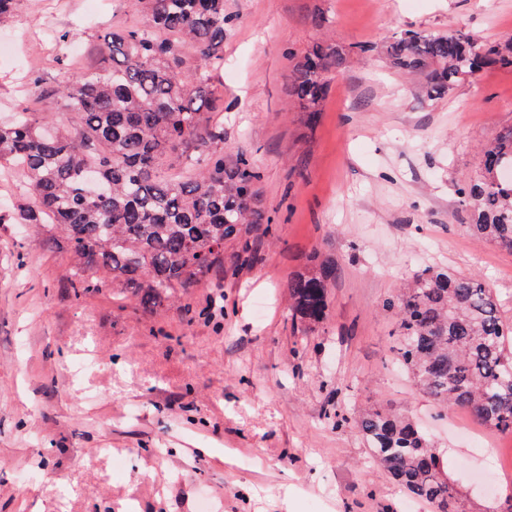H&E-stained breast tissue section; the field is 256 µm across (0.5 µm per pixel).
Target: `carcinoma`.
<instances>
[{"label": "carcinoma", "mask_w": 512, "mask_h": 512, "mask_svg": "<svg viewBox=\"0 0 512 512\" xmlns=\"http://www.w3.org/2000/svg\"><path fill=\"white\" fill-rule=\"evenodd\" d=\"M138 18L112 29L103 64L63 81L56 102L71 116L51 133L27 107L0 125V162L27 177L31 204L14 215L62 233L79 265L74 296L99 289L92 267L112 271L139 305L155 310L216 267L235 271L257 259L253 241L269 234L244 153L224 162V0H135ZM382 55L395 71L423 78L424 96H448L468 74L512 68V39L488 45L462 31H406ZM346 55L324 39L294 71L293 94L316 119ZM512 128L483 154L476 180L458 189L471 231L512 251ZM336 270L321 262L288 281L291 319L306 333L323 322ZM398 319L397 360L417 387L448 410L512 435V325L484 280L444 269L415 272L386 302ZM373 458L430 512H459L457 493L432 436L412 418L368 407L353 418Z\"/></svg>", "instance_id": "carcinoma-1"}]
</instances>
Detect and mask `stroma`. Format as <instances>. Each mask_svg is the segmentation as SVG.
<instances>
[{"label":"stroma","mask_w":512,"mask_h":512,"mask_svg":"<svg viewBox=\"0 0 512 512\" xmlns=\"http://www.w3.org/2000/svg\"><path fill=\"white\" fill-rule=\"evenodd\" d=\"M224 8V152L259 168L273 224L253 267L213 270L154 312L96 267L101 288L75 299L65 237L7 223L23 176L0 167V512H198L205 497L214 512H409L347 421L367 402L433 437L460 512H512V435L419 392L395 363L384 308L413 273L441 267L481 275L512 321V251L476 238L457 198L512 128V70L486 68L431 104L380 55L405 30L512 38V0ZM133 14L130 0H21L13 28L24 36L0 61V121L29 83L69 77L60 36L93 64ZM324 36L349 56L311 125L292 75ZM315 258L335 264L336 280L326 319L304 334L287 284Z\"/></svg>","instance_id":"35a3bbf8"}]
</instances>
